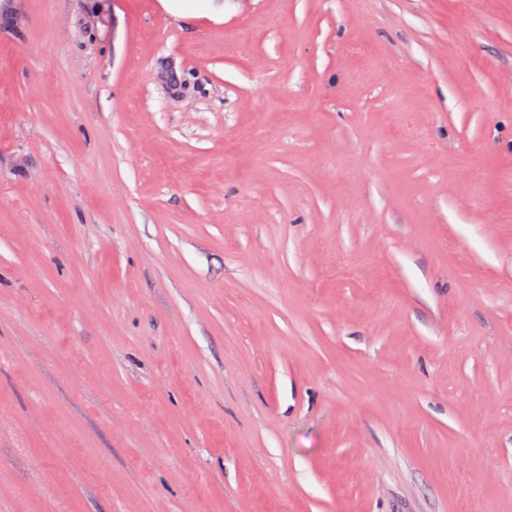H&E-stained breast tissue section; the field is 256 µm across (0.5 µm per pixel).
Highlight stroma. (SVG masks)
<instances>
[{
    "label": "stroma",
    "instance_id": "1",
    "mask_svg": "<svg viewBox=\"0 0 512 512\" xmlns=\"http://www.w3.org/2000/svg\"><path fill=\"white\" fill-rule=\"evenodd\" d=\"M0 0V512H512V0Z\"/></svg>",
    "mask_w": 512,
    "mask_h": 512
}]
</instances>
